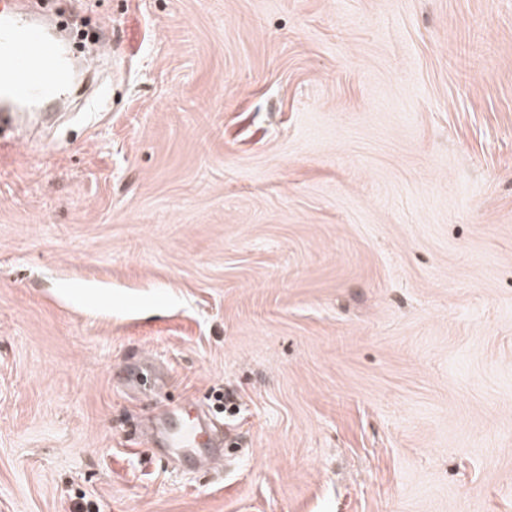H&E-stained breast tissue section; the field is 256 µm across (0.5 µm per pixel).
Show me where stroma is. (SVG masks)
<instances>
[{
	"label": "stroma",
	"instance_id": "stroma-1",
	"mask_svg": "<svg viewBox=\"0 0 512 512\" xmlns=\"http://www.w3.org/2000/svg\"><path fill=\"white\" fill-rule=\"evenodd\" d=\"M77 7L103 104L0 151V512H512V0ZM169 425L175 431V435L178 438L176 448H200L198 452L205 449L200 454V458L209 455V462L215 458L217 453H212L214 445L211 443L207 431L196 422L190 410H182L175 413Z\"/></svg>",
	"mask_w": 512,
	"mask_h": 512
}]
</instances>
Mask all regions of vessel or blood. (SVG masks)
Masks as SVG:
<instances>
[{"label": "vessel or blood", "instance_id": "vessel-or-blood-1", "mask_svg": "<svg viewBox=\"0 0 512 512\" xmlns=\"http://www.w3.org/2000/svg\"><path fill=\"white\" fill-rule=\"evenodd\" d=\"M74 80L58 44L35 25L22 7L0 8V94L27 101H49L71 90ZM179 448L212 450L207 431L191 412L169 422Z\"/></svg>", "mask_w": 512, "mask_h": 512}]
</instances>
